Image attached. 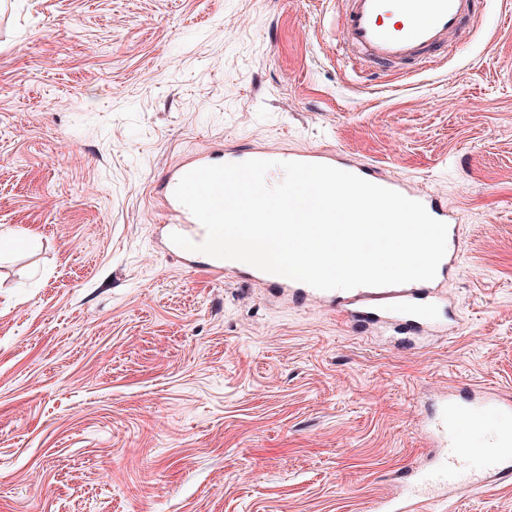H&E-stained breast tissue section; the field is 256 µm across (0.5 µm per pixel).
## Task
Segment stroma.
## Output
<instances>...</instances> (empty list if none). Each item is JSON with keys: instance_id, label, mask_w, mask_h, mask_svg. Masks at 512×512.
Instances as JSON below:
<instances>
[{"instance_id": "obj_1", "label": "stroma", "mask_w": 512, "mask_h": 512, "mask_svg": "<svg viewBox=\"0 0 512 512\" xmlns=\"http://www.w3.org/2000/svg\"><path fill=\"white\" fill-rule=\"evenodd\" d=\"M345 0H0V512H369L448 392L512 394V0L353 67ZM332 148L456 210L458 321L385 341L157 249L188 156ZM512 512V489L450 501Z\"/></svg>"}]
</instances>
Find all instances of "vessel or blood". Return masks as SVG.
<instances>
[{"mask_svg": "<svg viewBox=\"0 0 512 512\" xmlns=\"http://www.w3.org/2000/svg\"><path fill=\"white\" fill-rule=\"evenodd\" d=\"M480 0H347L340 19L344 40L362 60L384 69L405 61L448 53L456 48L455 37L474 17ZM252 158L326 164L356 174L374 184L392 189L424 204L434 218L448 225V251L435 280L403 285L350 290L321 291L307 284L262 271L249 264L218 258L201 259L199 253L181 251L190 269H203L214 279L236 272L247 283L264 285L286 293L289 301L325 303L347 326L379 323L413 332L451 321L455 313L436 284L446 280L459 259V225L437 196L415 182L381 177L375 164L352 163L335 151H252ZM242 155L217 151L189 156L165 175L166 226L200 243L206 238L203 225L174 196L180 179L189 171L207 165L242 162ZM512 418V400L487 391L464 401L448 397L440 403L431 434L438 451L429 462L405 474L404 494L396 500L379 499L372 512H432L449 494L474 492L487 486H512V432L497 435L490 449L473 448L469 435L486 417Z\"/></svg>", "mask_w": 512, "mask_h": 512, "instance_id": "b4317fda", "label": "vessel or blood"}]
</instances>
